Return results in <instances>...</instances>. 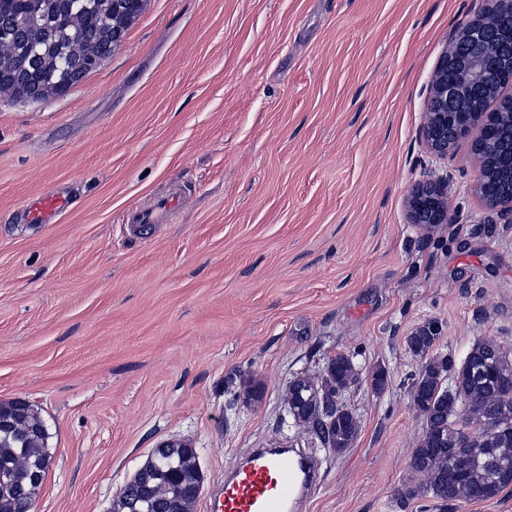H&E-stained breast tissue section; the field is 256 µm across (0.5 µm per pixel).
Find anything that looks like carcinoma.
I'll list each match as a JSON object with an SVG mask.
<instances>
[{"instance_id": "cac0c4a2", "label": "carcinoma", "mask_w": 512, "mask_h": 512, "mask_svg": "<svg viewBox=\"0 0 512 512\" xmlns=\"http://www.w3.org/2000/svg\"><path fill=\"white\" fill-rule=\"evenodd\" d=\"M143 10V0H0V28L15 29L0 48V75L12 97L63 96L67 74L86 56L107 53L125 39ZM512 43L498 37L482 53L508 54ZM512 68L499 66L484 85L504 86ZM440 329L426 323L406 337L410 354L423 360L411 383V403L423 432L410 468L424 477L399 491L401 504L428 497L435 512H457L461 502L489 501L512 488V353L491 340L478 341L457 362L437 351ZM359 380L352 358L330 357L315 379L297 376L286 401L293 423L314 444L333 452L351 447L359 421L345 406L329 414L325 398L341 397ZM45 421L31 405L0 402V512H21L33 503L52 455ZM202 488L197 454L186 441H167L117 496V512H192Z\"/></svg>"}]
</instances>
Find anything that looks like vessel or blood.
I'll return each instance as SVG.
<instances>
[{
	"label": "vessel or blood",
	"mask_w": 512,
	"mask_h": 512,
	"mask_svg": "<svg viewBox=\"0 0 512 512\" xmlns=\"http://www.w3.org/2000/svg\"><path fill=\"white\" fill-rule=\"evenodd\" d=\"M179 200V193L173 191L155 197L149 206L129 210V230L140 233L167 222ZM68 206V197L50 187L30 203L26 219L31 224H52ZM318 478L317 463L300 450L258 448L225 476L212 512H297Z\"/></svg>",
	"instance_id": "vessel-or-blood-1"
}]
</instances>
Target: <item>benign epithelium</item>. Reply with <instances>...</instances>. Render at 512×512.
Masks as SVG:
<instances>
[{"label": "benign epithelium", "mask_w": 512, "mask_h": 512, "mask_svg": "<svg viewBox=\"0 0 512 512\" xmlns=\"http://www.w3.org/2000/svg\"><path fill=\"white\" fill-rule=\"evenodd\" d=\"M480 12L462 26L448 50L439 59L432 77V91L424 112L421 137L433 153H448V132L462 139L474 138V154L479 162L474 191L488 207L512 215V195L494 194L488 190V174L496 169L495 156L499 131L512 127V94L499 89L485 90V104L471 102L472 92L491 65L482 56L481 46L492 35L490 20L507 11L512 14V0H482ZM448 180L416 185L407 198L408 223H448Z\"/></svg>", "instance_id": "benign-epithelium-1"}]
</instances>
